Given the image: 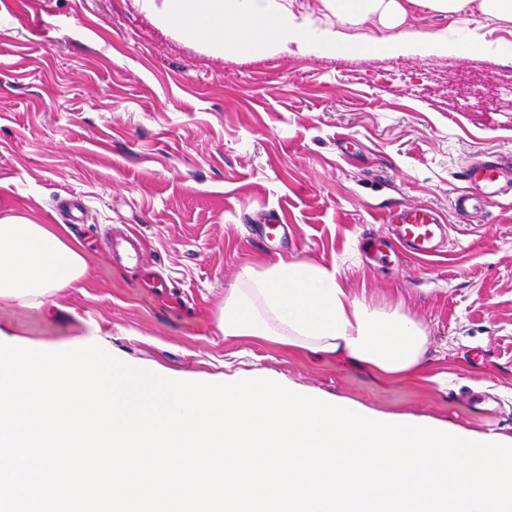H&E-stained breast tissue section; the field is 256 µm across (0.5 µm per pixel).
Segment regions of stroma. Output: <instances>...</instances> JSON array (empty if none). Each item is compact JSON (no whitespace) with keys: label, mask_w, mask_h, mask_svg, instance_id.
Listing matches in <instances>:
<instances>
[{"label":"stroma","mask_w":512,"mask_h":512,"mask_svg":"<svg viewBox=\"0 0 512 512\" xmlns=\"http://www.w3.org/2000/svg\"><path fill=\"white\" fill-rule=\"evenodd\" d=\"M483 51L212 53L159 28L141 0H0V214L73 226L89 272L39 309L0 304V341L96 344L163 377H261L381 414L512 437V203L457 223L456 176L512 152V26L421 11ZM451 226L432 262L386 236L389 208ZM276 219L282 239L251 227ZM131 225L143 266L112 261ZM339 267L348 294L401 306L428 335L423 371L392 379L344 359L224 338V291L248 262Z\"/></svg>","instance_id":"1"}]
</instances>
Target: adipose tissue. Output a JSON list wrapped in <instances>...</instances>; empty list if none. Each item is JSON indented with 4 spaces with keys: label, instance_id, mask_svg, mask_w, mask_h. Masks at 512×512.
I'll return each instance as SVG.
<instances>
[{
    "label": "adipose tissue",
    "instance_id": "1",
    "mask_svg": "<svg viewBox=\"0 0 512 512\" xmlns=\"http://www.w3.org/2000/svg\"><path fill=\"white\" fill-rule=\"evenodd\" d=\"M336 28L315 27L297 16L289 0H142L165 29L206 42L217 53H268L288 42L332 50L346 45V29L370 24L378 37L369 52L416 46L436 53L458 52L447 32L406 38L402 27L415 9L466 19L478 14L512 25V0H319ZM88 271L81 242L67 226L38 224L22 214L0 217V301L39 308ZM227 338L272 339L311 353L366 365L387 378L412 376L423 367L425 328L400 308H373L352 298L338 273L293 261L268 267L244 265L224 293L216 320Z\"/></svg>",
    "mask_w": 512,
    "mask_h": 512
}]
</instances>
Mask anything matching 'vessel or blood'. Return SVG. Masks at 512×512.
Wrapping results in <instances>:
<instances>
[{
	"mask_svg": "<svg viewBox=\"0 0 512 512\" xmlns=\"http://www.w3.org/2000/svg\"><path fill=\"white\" fill-rule=\"evenodd\" d=\"M461 189L454 195L451 208L459 222H467L482 208L512 197V153L484 154L463 167L459 174ZM386 222L390 234L405 251L418 259L435 257L449 226L438 212L426 207L403 206L391 211ZM113 257L141 260L144 250L136 232L113 237Z\"/></svg>",
	"mask_w": 512,
	"mask_h": 512,
	"instance_id": "1",
	"label": "vessel or blood"
}]
</instances>
